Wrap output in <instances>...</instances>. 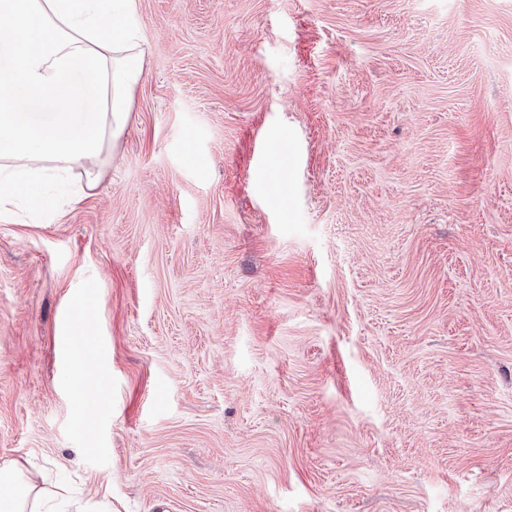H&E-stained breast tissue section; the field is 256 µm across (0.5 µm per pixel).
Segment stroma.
<instances>
[{
	"instance_id": "1",
	"label": "stroma",
	"mask_w": 512,
	"mask_h": 512,
	"mask_svg": "<svg viewBox=\"0 0 512 512\" xmlns=\"http://www.w3.org/2000/svg\"><path fill=\"white\" fill-rule=\"evenodd\" d=\"M137 5L97 187L0 222V465L100 512H512V0Z\"/></svg>"
}]
</instances>
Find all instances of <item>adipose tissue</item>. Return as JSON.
Returning a JSON list of instances; mask_svg holds the SVG:
<instances>
[{"label": "adipose tissue", "mask_w": 512, "mask_h": 512, "mask_svg": "<svg viewBox=\"0 0 512 512\" xmlns=\"http://www.w3.org/2000/svg\"><path fill=\"white\" fill-rule=\"evenodd\" d=\"M0 221L56 207L51 184L93 176L124 130L143 75L136 0H0ZM0 512H39L42 491L0 467Z\"/></svg>", "instance_id": "ef3b65f1"}]
</instances>
